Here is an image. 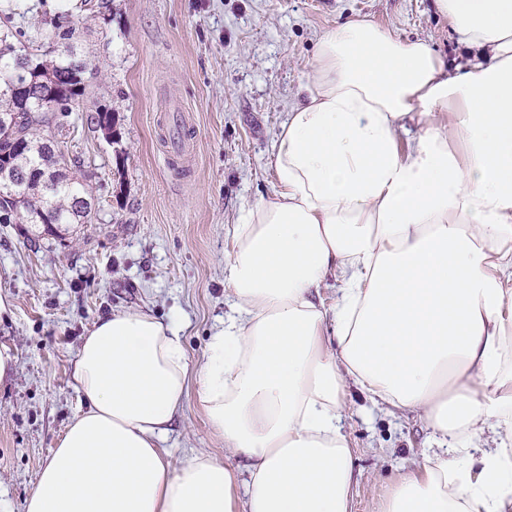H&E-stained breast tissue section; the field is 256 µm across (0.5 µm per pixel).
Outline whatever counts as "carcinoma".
I'll list each match as a JSON object with an SVG mask.
<instances>
[{"label":"carcinoma","instance_id":"obj_1","mask_svg":"<svg viewBox=\"0 0 512 512\" xmlns=\"http://www.w3.org/2000/svg\"><path fill=\"white\" fill-rule=\"evenodd\" d=\"M80 24L59 12L34 35L14 26L0 33V115L16 118L13 131L0 129V165L16 173L0 199L1 224L88 223L91 175L78 174L77 160L55 139L95 75L91 61L76 52Z\"/></svg>","mask_w":512,"mask_h":512}]
</instances>
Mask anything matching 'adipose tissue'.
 <instances>
[{
	"mask_svg": "<svg viewBox=\"0 0 512 512\" xmlns=\"http://www.w3.org/2000/svg\"><path fill=\"white\" fill-rule=\"evenodd\" d=\"M435 2L467 65L366 20L323 33L273 144L275 188L233 228L235 314L198 398L246 460L242 504L225 463H163L182 338L127 310L84 336L82 402L25 512H350L349 379L421 413L438 442L381 512H512V0Z\"/></svg>",
	"mask_w": 512,
	"mask_h": 512,
	"instance_id": "adipose-tissue-1",
	"label": "adipose tissue"
}]
</instances>
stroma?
I'll return each instance as SVG.
<instances>
[{"label":"stroma","mask_w":512,"mask_h":512,"mask_svg":"<svg viewBox=\"0 0 512 512\" xmlns=\"http://www.w3.org/2000/svg\"><path fill=\"white\" fill-rule=\"evenodd\" d=\"M67 11L85 18L81 54L97 68L61 147L92 178L87 224L0 223V512H24L38 476L77 412L82 339L102 317L140 309L179 328L188 394L159 448L178 468L224 440L197 398L210 334L231 312L224 259L243 209L273 192L271 145L304 99L318 37L368 20L422 40L450 67L469 56L435 0H112L92 19L83 0H45L20 23ZM115 119L109 142L97 119ZM343 432L355 451L351 512H378L418 471L432 430L414 411L374 404L347 384Z\"/></svg>","instance_id":"stroma-1"}]
</instances>
